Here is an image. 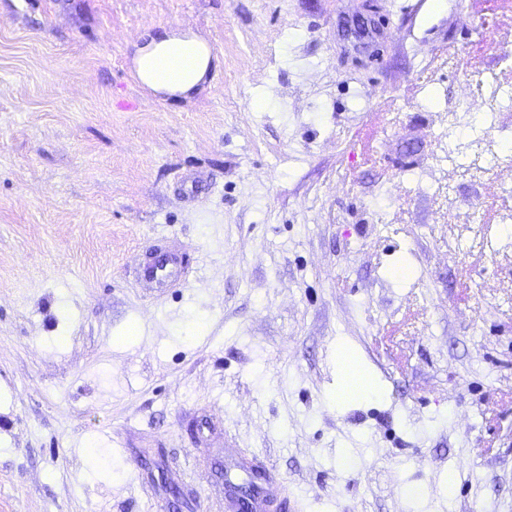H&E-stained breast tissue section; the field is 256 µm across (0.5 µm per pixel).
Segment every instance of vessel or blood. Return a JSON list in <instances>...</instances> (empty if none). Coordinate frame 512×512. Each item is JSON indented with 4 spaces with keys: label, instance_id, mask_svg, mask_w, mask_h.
Instances as JSON below:
<instances>
[{
    "label": "vessel or blood",
    "instance_id": "obj_1",
    "mask_svg": "<svg viewBox=\"0 0 512 512\" xmlns=\"http://www.w3.org/2000/svg\"><path fill=\"white\" fill-rule=\"evenodd\" d=\"M181 277L178 258L171 252L161 253L157 260L141 266L137 272L140 287L156 292ZM249 472V460L238 459L224 474V499L230 512H277L283 505L280 487L270 484L265 478L257 486H244L243 477Z\"/></svg>",
    "mask_w": 512,
    "mask_h": 512
}]
</instances>
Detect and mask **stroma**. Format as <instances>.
<instances>
[{
    "mask_svg": "<svg viewBox=\"0 0 512 512\" xmlns=\"http://www.w3.org/2000/svg\"><path fill=\"white\" fill-rule=\"evenodd\" d=\"M509 50L512 0H0V512H228L229 448L286 512H512V108L440 164ZM159 29L134 45L136 75L162 100L188 99L203 87L216 58L207 41L191 30ZM181 277L182 270L178 258L171 252H161L157 260L141 266L137 272L140 288L156 292L168 288Z\"/></svg>",
    "mask_w": 512,
    "mask_h": 512,
    "instance_id": "stroma-1",
    "label": "stroma"
}]
</instances>
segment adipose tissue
<instances>
[{
	"instance_id": "ef3b65f1",
	"label": "adipose tissue",
	"mask_w": 512,
	"mask_h": 512,
	"mask_svg": "<svg viewBox=\"0 0 512 512\" xmlns=\"http://www.w3.org/2000/svg\"><path fill=\"white\" fill-rule=\"evenodd\" d=\"M215 57L200 35L161 27L135 44L132 62L140 82L160 99H187L205 84Z\"/></svg>"
}]
</instances>
